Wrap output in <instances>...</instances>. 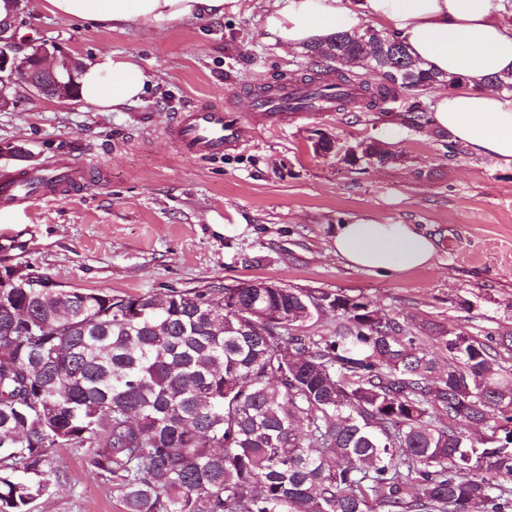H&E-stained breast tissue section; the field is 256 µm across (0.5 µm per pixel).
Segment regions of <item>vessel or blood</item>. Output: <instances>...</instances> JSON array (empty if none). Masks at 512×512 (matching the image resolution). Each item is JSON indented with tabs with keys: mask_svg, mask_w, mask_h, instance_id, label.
<instances>
[{
	"mask_svg": "<svg viewBox=\"0 0 512 512\" xmlns=\"http://www.w3.org/2000/svg\"><path fill=\"white\" fill-rule=\"evenodd\" d=\"M319 99L329 111L346 109L338 101L334 88L320 83L298 81L278 84L273 91L257 89L253 94V109L249 122L277 127L297 119L308 111V102ZM244 124L224 105L205 103L177 113L166 127V133L182 155L206 159L223 156L225 150L238 147L244 134ZM85 168L60 158L44 169L30 170L24 175L0 176V205H36L49 201L83 185Z\"/></svg>",
	"mask_w": 512,
	"mask_h": 512,
	"instance_id": "obj_1",
	"label": "vessel or blood"
}]
</instances>
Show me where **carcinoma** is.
Segmentation results:
<instances>
[{
    "instance_id": "carcinoma-1",
    "label": "carcinoma",
    "mask_w": 512,
    "mask_h": 512,
    "mask_svg": "<svg viewBox=\"0 0 512 512\" xmlns=\"http://www.w3.org/2000/svg\"><path fill=\"white\" fill-rule=\"evenodd\" d=\"M368 106L455 79L396 36L310 46ZM0 283V512H32L82 453L125 512H512V340L418 336L360 295ZM288 313V324L276 315ZM336 312V329L307 335ZM448 353V369L437 354Z\"/></svg>"
}]
</instances>
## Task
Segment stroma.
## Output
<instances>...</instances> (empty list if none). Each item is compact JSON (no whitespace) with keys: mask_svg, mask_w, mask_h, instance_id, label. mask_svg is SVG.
I'll list each match as a JSON object with an SVG mask.
<instances>
[{"mask_svg":"<svg viewBox=\"0 0 512 512\" xmlns=\"http://www.w3.org/2000/svg\"><path fill=\"white\" fill-rule=\"evenodd\" d=\"M266 8V0H231L216 22L114 31L26 0L19 53L46 40L82 63L130 55L152 83L117 112L15 86L0 110V146L26 155L1 156L0 174L66 156L89 176L31 210L0 208V268L27 266L118 296L266 280L365 296L418 335L437 324L482 340L512 336V168L430 124L413 126L411 92L386 112L360 101L275 131L245 127L243 144L218 158L183 156L165 137L167 122L190 105L226 100L244 117L254 86L307 76L304 51L267 42ZM321 134L348 146L374 140L399 158L354 165L320 155L312 143ZM362 215L416 225L435 243L434 265L400 274L347 267L332 251V229ZM53 464L62 483L33 512H124L79 452L56 449Z\"/></svg>","mask_w":512,"mask_h":512,"instance_id":"1","label":"stroma"}]
</instances>
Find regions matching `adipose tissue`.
I'll return each mask as SVG.
<instances>
[{"label":"adipose tissue","instance_id":"adipose-tissue-1","mask_svg":"<svg viewBox=\"0 0 512 512\" xmlns=\"http://www.w3.org/2000/svg\"><path fill=\"white\" fill-rule=\"evenodd\" d=\"M53 14L112 29L162 31L185 21H218L229 0H46ZM265 27L271 43L293 50L356 30L361 18L390 24L414 59L456 77L459 88L438 93L433 129L472 152L512 166V95L484 84L512 72V25L501 0H270ZM151 78L133 57L99 54L82 69L80 96L102 112L141 101ZM332 248L346 266L403 273L432 266L433 240L412 224L369 215L337 225Z\"/></svg>","mask_w":512,"mask_h":512}]
</instances>
